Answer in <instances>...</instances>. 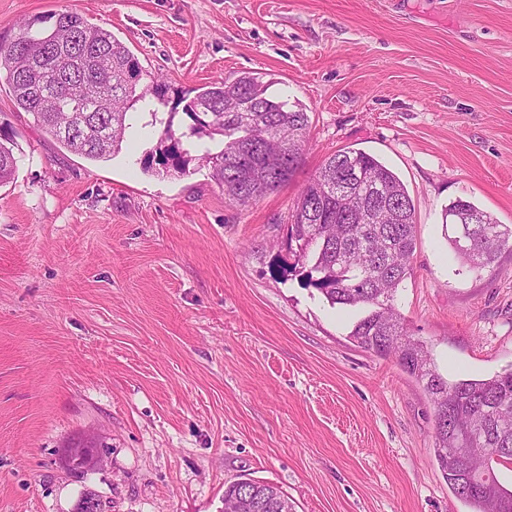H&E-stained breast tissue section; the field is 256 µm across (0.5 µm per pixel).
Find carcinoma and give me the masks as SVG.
I'll list each match as a JSON object with an SVG mask.
<instances>
[{"instance_id":"1","label":"carcinoma","mask_w":512,"mask_h":512,"mask_svg":"<svg viewBox=\"0 0 512 512\" xmlns=\"http://www.w3.org/2000/svg\"><path fill=\"white\" fill-rule=\"evenodd\" d=\"M0 74L5 75L15 108L33 117L47 135L90 160H104L121 150L129 110L138 102L165 103L169 85L157 79L140 85L138 58L112 32L91 24L80 14L62 11L23 21L15 41H0ZM177 103L190 119L188 135L197 139L218 135L221 148L193 155L172 121L164 124L150 170L173 175L189 172L201 160L225 197L239 206L286 185L303 165L310 117L302 107L266 94L257 78L242 76L227 83L184 93ZM15 142L0 127V184L16 170ZM387 203L395 222L361 224L358 209L376 210ZM479 215L478 244L465 249L461 219ZM448 242L462 265L484 269L512 245V224H500L474 203L459 198L444 210ZM288 257L277 259L283 275L298 273L330 305L364 310L350 338L356 345L384 358L422 385L434 417L435 458L448 487L471 512H512V487H505L486 467L485 448L512 449V369L484 379L450 381L438 370L427 345L408 335L395 307L396 292L410 275L416 248L415 205L400 178L374 156L345 148L324 159L319 171L300 191L287 225ZM473 475L471 491L459 488V473ZM270 492L281 499L283 512L292 509L288 497L272 483L234 482L224 491V503L244 512L248 497Z\"/></svg>"}]
</instances>
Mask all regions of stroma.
<instances>
[{
  "mask_svg": "<svg viewBox=\"0 0 512 512\" xmlns=\"http://www.w3.org/2000/svg\"><path fill=\"white\" fill-rule=\"evenodd\" d=\"M69 10L123 42L169 99L250 73L310 116L293 180L246 206L208 168L147 172L142 104L119 153L90 161L17 110L0 186V512H222L230 483L277 485L293 512H468L434 455L422 388L358 348L356 313L274 260L324 158L360 149L416 206L396 306L448 380L512 367V250L463 267L455 199L512 224V0H0V41ZM94 433L104 467H62ZM15 142L0 127V184L8 183L14 176L17 159L14 155Z\"/></svg>",
  "mask_w": 512,
  "mask_h": 512,
  "instance_id": "obj_1",
  "label": "stroma"
}]
</instances>
